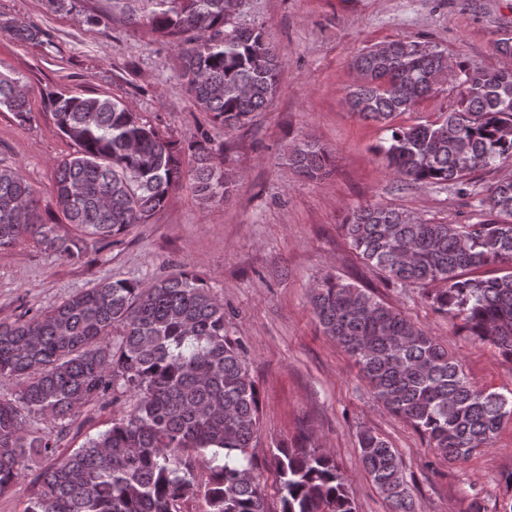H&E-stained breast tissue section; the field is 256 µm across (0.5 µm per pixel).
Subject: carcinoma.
Returning a JSON list of instances; mask_svg holds the SVG:
<instances>
[{
	"instance_id": "obj_1",
	"label": "carcinoma",
	"mask_w": 512,
	"mask_h": 512,
	"mask_svg": "<svg viewBox=\"0 0 512 512\" xmlns=\"http://www.w3.org/2000/svg\"><path fill=\"white\" fill-rule=\"evenodd\" d=\"M146 2L153 6L147 24L180 51V84L200 110L234 128L267 108L284 60L262 28L232 23L226 0ZM352 66L360 80L346 102L390 131L380 153L398 177L449 184L468 198L471 171L512 157V69L459 70L457 109L404 127L395 118L447 78L444 53L393 40L387 55L370 47ZM0 106L21 124L31 119L19 79L3 72ZM48 107L76 146L50 189L66 223H44L33 188L18 169L0 166V251L30 238L62 260L80 261L86 240L109 244L165 204L185 176L186 153L202 200L234 190L233 174L206 138L183 146L110 98L59 93ZM332 164L314 141L288 153V165L308 180ZM482 204L485 219L477 224H434L372 203L349 212L342 230L386 280L438 284L427 294L432 305L512 361V179L490 186ZM310 301L323 333L355 360L375 400L442 457L465 460L491 447L512 419V400L471 385L447 348L383 300L328 277ZM0 377L22 384L0 396V495L20 478L28 449L52 460L25 512H178L180 501L200 492L207 512H267L250 453L259 393L241 342L225 332L224 304L199 275L182 270L147 288L103 279L47 310L0 319ZM114 393L131 394V410L65 456L57 455L59 438L27 432L31 416L63 422ZM358 447L391 512H415L398 450L370 428L359 432ZM274 459L280 512H355L325 449L282 446ZM199 467L208 472L204 484Z\"/></svg>"
}]
</instances>
